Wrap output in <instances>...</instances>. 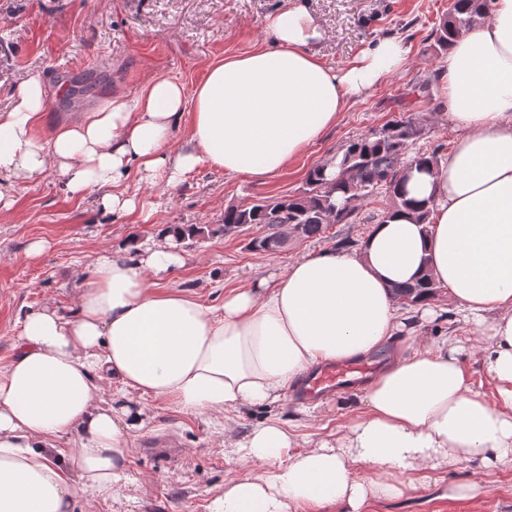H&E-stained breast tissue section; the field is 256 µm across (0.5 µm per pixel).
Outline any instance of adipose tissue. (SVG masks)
<instances>
[{"label":"adipose tissue","mask_w":512,"mask_h":512,"mask_svg":"<svg viewBox=\"0 0 512 512\" xmlns=\"http://www.w3.org/2000/svg\"><path fill=\"white\" fill-rule=\"evenodd\" d=\"M273 48L212 63L186 91L156 77L117 93L48 140L36 129L44 88L30 78L0 112V213L8 184L54 171L72 195L107 187V211L155 212L121 186L177 181L200 165L265 181L332 128L348 102L400 72L410 50L386 37L344 69L315 52L327 32L300 5L265 19ZM443 109L456 132L438 167L412 168L409 197L431 199L423 224L399 216L373 225L358 252L323 251L265 282L225 293L221 306L166 287L185 262L176 226L148 241L100 250L75 310L29 312L0 364V512H69L77 494L114 500L129 489L126 463L147 425L144 399L186 414L229 416L284 398L312 367L389 358L360 388L361 415L334 439L298 450L275 419L226 436L247 471L225 483L213 512H367L371 502L415 489L418 478L461 463L474 478L449 497H475L484 473L512 465V0L456 39L443 58ZM188 139L172 150L175 129ZM458 302L495 391L475 389L457 339L419 336L434 300L403 315L392 288L423 273ZM110 375V398L96 383ZM71 438L75 447L57 442Z\"/></svg>","instance_id":"obj_1"}]
</instances>
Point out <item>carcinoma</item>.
<instances>
[{
  "mask_svg": "<svg viewBox=\"0 0 512 512\" xmlns=\"http://www.w3.org/2000/svg\"><path fill=\"white\" fill-rule=\"evenodd\" d=\"M489 18V0H453L448 19L435 31L434 49L445 56L453 42L478 23ZM101 76L91 72L77 81L74 94L82 97L100 86ZM426 128L408 118L392 121L348 144L340 155L338 167L345 177L326 174L329 163L309 170L306 188L291 196L261 199L247 206L224 209L221 224H183L184 238L197 239L205 234L229 233L236 227H258L263 232L250 238L247 248L253 252L273 253L282 248L278 227L293 225L302 239L315 238L330 224H351L358 204L374 195L385 193L392 201L380 219H389L400 211L413 215L423 224L429 214L428 203L407 197L406 157L410 146L424 138ZM440 143L415 153L413 162L423 168L436 167L447 159ZM439 286L426 274L415 283L395 286V293L413 306L426 296L435 297Z\"/></svg>",
  "mask_w": 512,
  "mask_h": 512,
  "instance_id": "1",
  "label": "carcinoma"
}]
</instances>
